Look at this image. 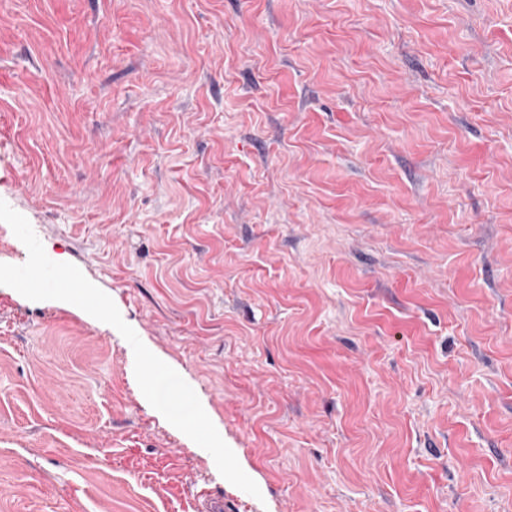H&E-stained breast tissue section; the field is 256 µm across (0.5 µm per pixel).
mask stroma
Here are the masks:
<instances>
[{
	"instance_id": "35a3bbf8",
	"label": "stroma",
	"mask_w": 512,
	"mask_h": 512,
	"mask_svg": "<svg viewBox=\"0 0 512 512\" xmlns=\"http://www.w3.org/2000/svg\"><path fill=\"white\" fill-rule=\"evenodd\" d=\"M0 512H512V0H0Z\"/></svg>"
}]
</instances>
